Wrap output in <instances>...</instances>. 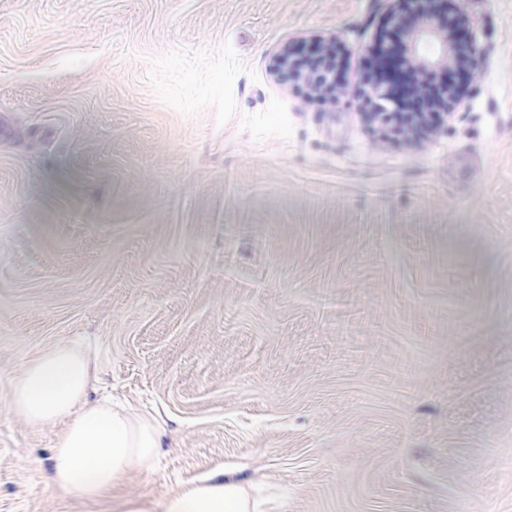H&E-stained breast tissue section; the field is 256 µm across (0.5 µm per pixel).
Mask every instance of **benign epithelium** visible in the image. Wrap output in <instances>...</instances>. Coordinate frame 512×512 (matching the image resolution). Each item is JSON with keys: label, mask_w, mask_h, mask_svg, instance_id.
I'll use <instances>...</instances> for the list:
<instances>
[{"label": "benign epithelium", "mask_w": 512, "mask_h": 512, "mask_svg": "<svg viewBox=\"0 0 512 512\" xmlns=\"http://www.w3.org/2000/svg\"><path fill=\"white\" fill-rule=\"evenodd\" d=\"M359 93V107L381 135L408 141L447 123L480 77L481 55L461 0H391ZM442 43L453 76L433 86L426 42ZM345 49L330 38L310 48L288 46L277 61L280 82L304 100L336 104L345 97Z\"/></svg>", "instance_id": "benign-epithelium-1"}]
</instances>
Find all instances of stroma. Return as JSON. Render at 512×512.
Masks as SVG:
<instances>
[{
  "instance_id": "obj_1",
  "label": "stroma",
  "mask_w": 512,
  "mask_h": 512,
  "mask_svg": "<svg viewBox=\"0 0 512 512\" xmlns=\"http://www.w3.org/2000/svg\"><path fill=\"white\" fill-rule=\"evenodd\" d=\"M389 7L0 0V512L108 507L10 408L60 343L166 429L117 494L224 468L278 512H512V0H462L482 74L417 143L274 73L335 37L357 88Z\"/></svg>"
}]
</instances>
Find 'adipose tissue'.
Here are the masks:
<instances>
[{"mask_svg":"<svg viewBox=\"0 0 512 512\" xmlns=\"http://www.w3.org/2000/svg\"><path fill=\"white\" fill-rule=\"evenodd\" d=\"M93 382L88 354L68 344L47 350L11 381L13 412L30 426L60 430L51 456L56 486L82 500L108 499L109 512H263L246 482L221 469L160 499L113 496L126 477L154 466L166 430L155 418L90 400Z\"/></svg>","mask_w":512,"mask_h":512,"instance_id":"ef3b65f1","label":"adipose tissue"}]
</instances>
